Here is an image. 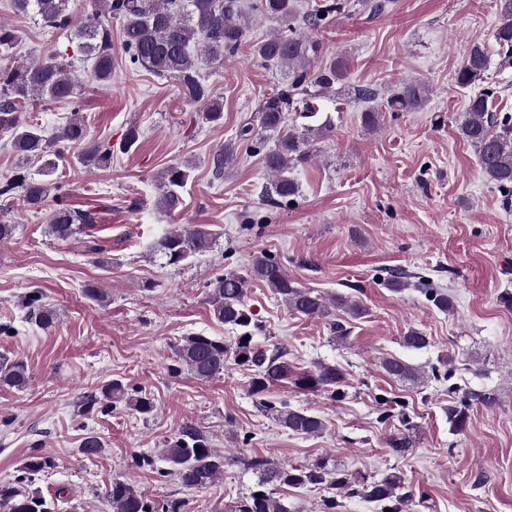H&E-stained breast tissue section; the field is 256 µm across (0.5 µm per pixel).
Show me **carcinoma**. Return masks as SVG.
Listing matches in <instances>:
<instances>
[{
	"label": "carcinoma",
	"mask_w": 512,
	"mask_h": 512,
	"mask_svg": "<svg viewBox=\"0 0 512 512\" xmlns=\"http://www.w3.org/2000/svg\"><path fill=\"white\" fill-rule=\"evenodd\" d=\"M70 0H13L14 10L22 15L39 18L42 26L53 30L71 31L77 51L92 63L91 78L103 85L112 79V22L122 27L124 63L131 71H146L157 78L175 81L181 100L199 110L190 120L194 123H218L224 118L223 104L213 95V89L200 73L199 58L215 67L224 65V58L238 54L247 42L249 19L255 14L271 18L278 28L250 46L251 54L265 65L288 68L287 79L258 108V125L244 124L235 140L224 144L210 160L212 174L219 178L224 167L233 163L240 152L263 154V164L270 174L269 182L259 195L266 205L288 206L299 193L293 170L308 161L314 152L313 141L334 129L330 116L324 114L321 100L337 96L335 85L347 77L346 64L335 60L317 70L308 65L318 51V43L309 38L308 30L324 29L340 15H348L354 7L367 8L373 13L384 9L381 0H314L306 14L299 15L294 0H254L247 5L242 0H86L88 9L83 22L73 24ZM499 23L494 39L499 47L501 63L512 67V0H495ZM20 39L18 30L0 23V134L9 137L10 146L22 161V166L0 178V197L16 195L30 208L51 203L50 232L59 240H67L90 228L96 214L72 207L66 185L57 181L60 165L68 162L66 150L78 149V159L87 166L107 168L115 150L128 152L139 139L138 129L131 127L118 145L94 139L86 124L81 102V83L73 75L69 53L56 52L49 57L26 63H11L13 51ZM490 65L486 50L475 45L455 70L454 83L461 88L480 87L469 99L468 108L459 126L461 137L470 144L487 178L503 194L505 203L512 204V115L493 112L490 99L497 88L482 86ZM428 85L419 81L400 82L386 98L385 108L391 112H415L429 98ZM49 99L65 101L72 114L55 138L45 135L43 128L26 117L23 108L32 101ZM273 136L276 144L265 149L266 138ZM30 160L40 162L37 172L26 167ZM192 166L187 162L168 164L158 177L156 209L168 214L178 211L183 198L181 191L191 178ZM221 234L209 224H181L164 233L157 241V251L168 265L188 264L211 254ZM263 282L288 310L308 318H327L332 308H339L352 319L365 314L362 305L343 295H328L306 288L288 277L276 258L262 253L253 258L244 273L216 274L206 285V295L213 319L236 331L231 342L204 333L183 337L176 349L178 362L195 378L203 381L224 371L232 359L251 371V394L263 395L274 384L291 380L303 391H323L336 398L343 395L344 370L330 362H317L313 369L296 372L288 364V351L283 347L272 350L255 347L253 337L258 320L246 301L251 281ZM29 317L41 327L56 320L55 312L41 304L37 294L27 302ZM402 344L411 350L429 346L428 337L417 329L402 336ZM389 376L414 383L420 381L418 369L397 358L383 361ZM29 383L26 363L20 358L0 355V386L16 390ZM126 399L133 411L147 415L155 410L147 396L128 397L121 382L104 385L100 394L91 395L84 403L90 409L101 403L108 408L112 402ZM469 398L448 407V423L454 432L466 430L469 419ZM281 427L305 436L319 435L325 429L324 420L307 410L279 407L265 403ZM104 448L101 438L87 432L79 452L87 457L98 456ZM152 466L160 463L159 473L173 477L186 489H204L224 476V466L230 460L209 447L206 436L193 426H184L157 458L146 457ZM242 464L258 478L256 489L233 502L227 512H288V506L274 496L284 487L325 486L335 495L323 500L328 512L339 507L336 496L358 495L381 508V512H405L409 494L404 492V479L397 473L380 479H369L347 471L328 468V462L298 468L269 458L252 456ZM51 467L49 457L32 454L22 470L27 478ZM112 512H182L180 501L160 504L127 480L112 482L109 494ZM0 509L3 512H52L44 497L5 483L0 485Z\"/></svg>",
	"instance_id": "carcinoma-1"
}]
</instances>
